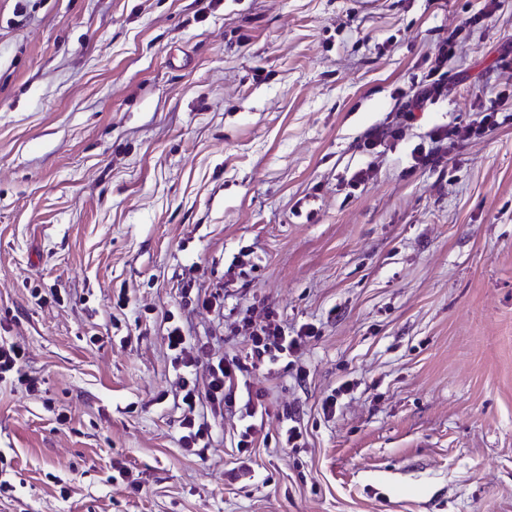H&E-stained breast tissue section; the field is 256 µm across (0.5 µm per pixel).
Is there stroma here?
Here are the masks:
<instances>
[{
  "label": "stroma",
  "mask_w": 512,
  "mask_h": 512,
  "mask_svg": "<svg viewBox=\"0 0 512 512\" xmlns=\"http://www.w3.org/2000/svg\"><path fill=\"white\" fill-rule=\"evenodd\" d=\"M509 48L512 0H0V512H512ZM268 307L314 335L199 460L165 330L242 355ZM473 21L471 19H466L464 22H462L457 30L446 40L443 41L439 55L436 57L434 66H432L428 72V75L426 78H431L432 76L436 75L442 68L445 62L448 60V56L454 55V47H455V40L456 38L462 33V31L467 26H472ZM443 76L442 73L438 79L429 81L426 79L420 82H413L407 88L399 91V96L404 99L403 112L405 118L413 116V109L420 107L425 101L439 97L443 94ZM428 81V82H427ZM457 132L454 129L439 128L433 131L431 141L434 146L427 152L425 148L418 147L415 149V164L418 166H427L433 162V157L443 149H448V146L452 145V136L456 135ZM27 357L26 345L17 342L0 341V379L7 373H16L21 383H27L28 391H35L39 381L26 372H22ZM264 395H257L256 401L253 399L251 394L248 392L247 400L244 403V409L247 413V424L244 426L239 434V441L237 442V448L241 451L242 449L247 451V448H251L255 441V435L257 433L256 421L260 417L263 421L264 415L268 414V409L265 406V402L262 400Z\"/></svg>",
  "instance_id": "obj_1"
}]
</instances>
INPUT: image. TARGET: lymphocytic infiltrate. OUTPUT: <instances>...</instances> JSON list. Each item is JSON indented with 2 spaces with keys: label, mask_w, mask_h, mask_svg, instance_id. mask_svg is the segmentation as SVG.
<instances>
[{
  "label": "lymphocytic infiltrate",
  "mask_w": 512,
  "mask_h": 512,
  "mask_svg": "<svg viewBox=\"0 0 512 512\" xmlns=\"http://www.w3.org/2000/svg\"><path fill=\"white\" fill-rule=\"evenodd\" d=\"M250 349L245 356H213L206 346H199L195 355L186 352L188 337L184 326L167 327L165 344L172 362L180 366L179 408L181 419L180 442L187 451L208 448L211 432L204 416L205 410H229L236 403H243L247 423L239 434L238 448H250L257 433L258 418L267 415L263 400H240L238 390L245 372L252 368L270 367L280 359L297 352L307 337L312 336L309 327L300 328L296 335H289L287 325L273 310H265L262 316L245 313L241 319ZM208 370L206 390H199L193 371L198 365Z\"/></svg>",
  "instance_id": "f902f5d3"
}]
</instances>
